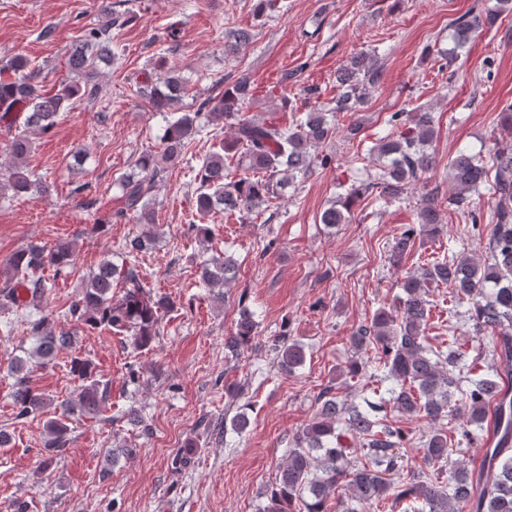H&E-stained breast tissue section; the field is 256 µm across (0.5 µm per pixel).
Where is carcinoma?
Returning <instances> with one entry per match:
<instances>
[{"label":"carcinoma","mask_w":512,"mask_h":512,"mask_svg":"<svg viewBox=\"0 0 512 512\" xmlns=\"http://www.w3.org/2000/svg\"><path fill=\"white\" fill-rule=\"evenodd\" d=\"M107 21L85 32L72 47L68 67L83 76L76 83H64L55 92H46L33 83L34 72L23 56L8 64L17 78L0 82V122L13 130L9 151L14 164L8 171L7 184L16 196L46 194L49 185L32 180L21 168L29 153V130L50 132L69 101L82 94L96 97V78L100 64L112 62V27L125 23L123 15L105 6ZM512 12V0H496L485 15L462 16L455 21L454 46L446 52L428 47L438 70L457 58V51L482 23H493L502 14ZM250 31L238 29L224 43V55L234 56L247 46ZM159 76H147L139 93L155 112H170L161 140V156L141 155L136 169L121 179L124 206L115 220L128 219L137 224L153 223L156 204L154 192L162 169L159 160L172 161L188 149L200 129L197 119L206 116L222 120L233 131L232 140L222 144L202 160L197 172V213L203 217L217 212L252 213L282 197L285 188L307 175L315 162L325 165L328 157L316 155L319 145L336 133L328 113L322 109L321 86L304 85L300 98L280 96L279 111L290 113V121L271 112L263 118L247 115L251 105V81L242 75L224 91L201 101L194 112H174L172 108L185 94L186 83L160 58L155 66ZM381 64L376 50L361 52L345 65L336 77L334 112H359L368 92L381 81ZM387 132L377 139L370 152L386 161L380 172L366 181L350 186L345 196L326 208L321 223L334 227L345 224L357 199L376 189L385 204L400 202L411 194L417 183L426 179L435 163L428 152L434 136V116L430 108L418 105L393 112L387 120ZM237 157L238 171L226 167V155ZM448 206L460 211L471 224L473 234L482 235L484 215L473 205L472 195L484 188L492 201L489 256L481 260L473 255L444 254L435 257L403 277L398 305L380 309L372 320L352 335L358 350L373 347L380 352L386 378L395 382L389 398L369 403L367 408L353 406L326 389L319 395L316 414L297 434L294 448L288 452L275 484L266 494L260 512H327L326 502L336 487L349 491L351 506L341 512H377L379 500L391 495L401 512H512V380L504 381L495 367L477 372L474 363L464 360L455 348L457 338L448 337V350L429 344L427 336L431 313L429 289L451 287L450 316L463 319L475 338L493 335L496 354L512 363V144L494 142L489 160L477 154L459 152L449 164ZM443 221L438 194L426 193L417 214V223L394 237L389 260L395 266L414 247L416 237H435ZM154 239L142 232L125 240L127 264L116 267L105 260L87 281L81 298L69 309L70 316L91 328L104 327L119 333L133 331L140 349L150 346L157 335L160 312L168 306L165 298H155L146 291L137 266L139 255L152 249ZM71 242L60 241L47 248L30 244L10 259L0 307L14 309L27 317L29 335L34 339L28 358L18 357L8 369L14 379L11 394L16 418L25 419L53 405L54 399L31 388L26 382L28 360L46 367L60 351L74 344V337L56 334L52 319L43 312V299L53 287L42 274L47 266L61 273L74 262ZM232 257L206 259L200 266V281L208 288H222L235 278ZM124 283V294L112 298V283ZM256 322L246 311L236 332L224 340L225 355L239 358L254 336ZM281 366L292 371L305 361L303 347L283 338L274 347ZM469 375L470 387L454 398L451 388L455 373ZM70 373L79 382L78 399L57 417L46 421L48 435L43 469H49L57 453L67 444L69 416L78 413L97 416L108 394L100 387L87 360L74 357ZM464 407L467 423L483 429L488 408H493V426L497 439L485 449L478 473L460 466L448 481H440L438 470L431 473L399 472L401 451L410 444L409 434L387 419V408L426 421L427 438L421 441L422 459L427 466L448 462V431L445 422L459 415ZM362 439V459L352 458L356 449L351 441Z\"/></svg>","instance_id":"1"}]
</instances>
